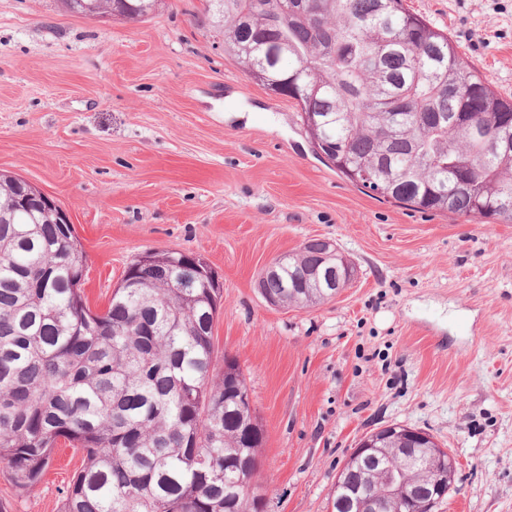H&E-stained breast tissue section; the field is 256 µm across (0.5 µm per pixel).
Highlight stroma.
Masks as SVG:
<instances>
[{
    "label": "stroma",
    "instance_id": "1",
    "mask_svg": "<svg viewBox=\"0 0 512 512\" xmlns=\"http://www.w3.org/2000/svg\"><path fill=\"white\" fill-rule=\"evenodd\" d=\"M512 99V0H405ZM206 0L137 22L64 0H0V171L68 213L82 294L104 311L148 250L204 257L222 288L216 356L240 366L264 429L267 512H329L367 432L402 423L457 461L438 512H512V224L423 212L313 151L295 100L248 77ZM323 239L356 276L282 308L257 281ZM82 451L58 443L37 486L0 464V512H58Z\"/></svg>",
    "mask_w": 512,
    "mask_h": 512
}]
</instances>
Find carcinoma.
<instances>
[{"label":"carcinoma","instance_id":"obj_1","mask_svg":"<svg viewBox=\"0 0 512 512\" xmlns=\"http://www.w3.org/2000/svg\"><path fill=\"white\" fill-rule=\"evenodd\" d=\"M65 2L83 16L92 5L130 20L151 11L150 0ZM207 2L243 72L317 115L305 132L336 151L337 171L365 169L362 188L418 210L512 223V149L492 145L512 101L402 0ZM461 112L470 117L454 121ZM25 191L0 174V463L15 487L33 490L63 439L84 459L59 512H263L264 430L236 361L214 356V274L156 253L164 276L93 312L74 228L33 203L23 211ZM325 255L322 240L305 242L261 295L286 308L327 301L299 285ZM345 464L371 494L377 470ZM432 479L425 464L409 471L415 486ZM351 498L333 487L332 512H355Z\"/></svg>","mask_w":512,"mask_h":512}]
</instances>
